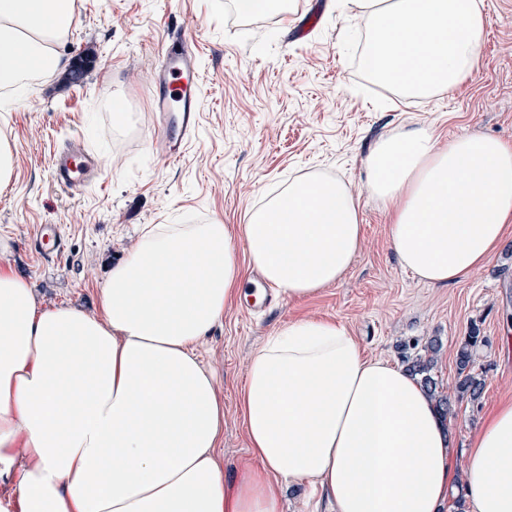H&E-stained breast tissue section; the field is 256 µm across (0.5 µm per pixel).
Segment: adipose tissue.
Here are the masks:
<instances>
[{"label": "adipose tissue", "mask_w": 512, "mask_h": 512, "mask_svg": "<svg viewBox=\"0 0 512 512\" xmlns=\"http://www.w3.org/2000/svg\"><path fill=\"white\" fill-rule=\"evenodd\" d=\"M374 37L360 58L405 99L453 90L476 69L483 0H350ZM74 0H0V105L71 64ZM371 196L419 281L466 280L512 244V145L428 128L377 142ZM279 293L310 296L349 269L362 238L340 178H295L244 229ZM242 266L227 225L155 224L110 269L100 311L44 308L0 265V512H284L318 486L330 512H442L454 441L405 368L365 357L336 322L289 323L251 357L239 396L256 466L225 480L224 401L197 348L224 321ZM470 512H512V403L468 450ZM284 507L285 512H325L319 493L308 483L287 487Z\"/></svg>", "instance_id": "ef3b65f1"}]
</instances>
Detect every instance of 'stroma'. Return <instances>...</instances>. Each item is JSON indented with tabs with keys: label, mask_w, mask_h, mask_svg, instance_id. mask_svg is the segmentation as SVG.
Segmentation results:
<instances>
[{
	"label": "stroma",
	"mask_w": 512,
	"mask_h": 512,
	"mask_svg": "<svg viewBox=\"0 0 512 512\" xmlns=\"http://www.w3.org/2000/svg\"><path fill=\"white\" fill-rule=\"evenodd\" d=\"M78 24L63 45L83 66L30 83L6 110L15 169L0 188V264L28 278L47 308L99 305L108 267L124 258L148 224L227 225L245 281L257 270L243 226L264 198L312 173L343 178L359 199V250L347 272L306 298L281 297L255 314L237 298L198 348L224 398V474L253 461L238 406L252 354L288 322L342 324L363 354L407 366L437 340L433 375L446 393L456 353L478 333L474 367L485 380L478 402L457 400L447 424L458 454L456 481L479 421L512 399V246L459 284L431 287L406 272L388 240L386 208L365 187L364 162L377 141L413 127L441 140L493 135L512 144V0H484L488 17L478 68L459 87L427 100L399 101L357 63L359 25L340 0H278L259 16H228L226 0H76ZM321 9L318 27L297 31ZM184 33L203 81L199 126L180 161L151 148V72L167 34ZM103 162L101 180L65 190L52 179V153L72 139ZM59 225L63 248L44 255L34 240Z\"/></svg>",
	"instance_id": "1"
}]
</instances>
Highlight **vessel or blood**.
I'll return each instance as SVG.
<instances>
[{"label":"vessel or blood","mask_w":512,"mask_h":512,"mask_svg":"<svg viewBox=\"0 0 512 512\" xmlns=\"http://www.w3.org/2000/svg\"><path fill=\"white\" fill-rule=\"evenodd\" d=\"M158 57L152 78L154 147L166 161L175 162L196 133L203 85L196 55L188 46L162 47ZM51 171L59 187L71 189L99 178L102 164L94 151L78 142L52 155Z\"/></svg>","instance_id":"vessel-or-blood-1"}]
</instances>
